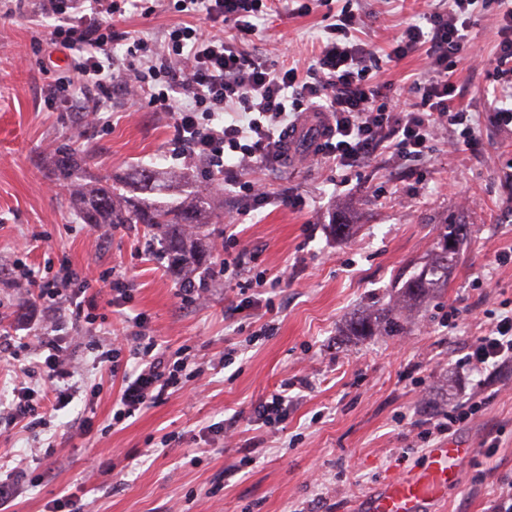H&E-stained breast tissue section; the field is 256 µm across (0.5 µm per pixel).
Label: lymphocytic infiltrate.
Wrapping results in <instances>:
<instances>
[{"instance_id":"lymphocytic-infiltrate-1","label":"lymphocytic infiltrate","mask_w":512,"mask_h":512,"mask_svg":"<svg viewBox=\"0 0 512 512\" xmlns=\"http://www.w3.org/2000/svg\"><path fill=\"white\" fill-rule=\"evenodd\" d=\"M477 2L451 0L448 10L423 13L420 22L395 32L388 61L397 63L418 51L426 60L424 74L412 79L409 98L400 103L394 101L390 85L371 82L367 63L374 58L372 48L355 39L360 20L347 11L327 25V38L302 77L293 67L269 69L237 43L254 33L253 21L267 13V0H176L177 12L203 15L215 27L232 26L237 39L177 25L169 30L163 49L134 41L132 47L142 52L144 65L127 73L105 67L101 57L110 53L118 37L115 21L126 14L131 0H42L41 9L53 23L38 44L63 53L69 61L54 81L47 106L71 104L75 87L98 112L115 92L145 93L154 111L171 116L179 153L203 160L208 171L223 174L225 185L259 207L268 203V195L256 181L239 180L234 167L263 164L282 145L280 127L310 105L329 113V135L320 150L343 167L358 166L381 150L398 161L423 162L443 128L453 130L457 143L471 144L477 127L471 112L458 103L454 67L458 55L471 45L470 20ZM497 4L499 41L492 77L497 84L512 86V0ZM21 282L37 288L52 321L51 333L42 342L45 359L29 360L19 376H44L45 394L64 402L76 390L81 370L61 336L66 328L61 301L71 289L84 292L96 284L109 289L117 303L128 299L130 284L121 277L95 281L68 265L41 278L24 269ZM133 341L141 371L133 393L113 415L117 421L129 417L147 398L175 387L185 365L181 353L161 351L149 332H140ZM466 358L478 369L512 362V313L494 316L485 334L468 346Z\"/></svg>"}]
</instances>
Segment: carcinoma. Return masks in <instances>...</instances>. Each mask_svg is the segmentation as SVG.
<instances>
[{
    "label": "carcinoma",
    "instance_id": "cac0c4a2",
    "mask_svg": "<svg viewBox=\"0 0 512 512\" xmlns=\"http://www.w3.org/2000/svg\"><path fill=\"white\" fill-rule=\"evenodd\" d=\"M89 155L70 149L61 151L58 160L59 176L66 181L78 179L79 169ZM156 171L140 168L130 176V183L141 190L154 191ZM80 219L86 224H145L153 235L163 241L162 254L181 268H194L212 253V242L203 231L205 202L188 195L178 204H172L151 195L128 197L114 185H97L82 189L76 195ZM463 229L458 224L448 225V233L438 243L432 261L419 273L408 278L401 287L402 303L387 306L376 314H361L351 322V329L359 336H370L377 330L389 336H398L405 330V309L431 287L448 278L449 265L457 262Z\"/></svg>",
    "mask_w": 512,
    "mask_h": 512
}]
</instances>
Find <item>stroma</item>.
I'll use <instances>...</instances> for the list:
<instances>
[{
  "label": "stroma",
  "instance_id": "stroma-1",
  "mask_svg": "<svg viewBox=\"0 0 512 512\" xmlns=\"http://www.w3.org/2000/svg\"><path fill=\"white\" fill-rule=\"evenodd\" d=\"M0 0V341L24 336L38 349L46 333L44 305L12 282L11 266L55 274L69 261L90 276L114 274L131 285V298H99L87 341L105 332L133 334L143 314L156 340L184 350L188 366L180 390L147 402L132 417L113 414L137 376L138 361L123 351L117 369L78 354L82 388L64 408L26 430L0 425V456H20L21 469L0 473L15 493L0 512H354L388 478L421 466L429 449L419 434L427 419L483 402L443 442L470 445L459 486L433 512H488L512 482V363L481 372L464 360L484 332L487 310L512 307V262L493 261L512 246V132L491 122L493 96L486 71L471 53L455 65L465 88L462 105L480 128L472 146L442 132L427 164L397 162L382 152L347 168L301 144L291 154L239 171L266 184L269 204L254 207L234 189L222 190L197 161L174 159L170 117L147 97L113 95L95 127L74 110L45 105L63 55L34 52L51 23L39 0L6 14ZM448 0H274L243 49L272 69L306 73L325 35L328 13L349 8L364 21L358 31L380 66L370 76L404 94L425 70L423 53L385 63L388 37ZM198 25L158 0L143 16L118 22L127 38L112 47L115 68L137 67L129 42L163 44L171 26ZM87 151V183L127 176L136 167L178 174L166 192L180 200L200 193L213 214L206 230L225 252H213L194 272L204 288L184 301L181 274L150 246L143 224L105 230L83 223L57 172L60 148ZM300 198V207L290 199ZM350 227L348 238L336 225ZM463 224V257L448 281L410 306L399 336H353V314L398 300L402 283L418 272L448 225ZM236 241H229V234ZM246 250L255 271L280 277L276 286L240 294L224 276L225 254ZM456 320H448L449 311ZM230 366L219 367L224 355ZM308 377L309 387L296 381ZM291 384L295 398L283 419L264 425L256 410ZM90 418L89 436L75 423ZM495 449H487L488 441Z\"/></svg>",
  "mask_w": 512,
  "mask_h": 512
}]
</instances>
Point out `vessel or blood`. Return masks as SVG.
I'll return each mask as SVG.
<instances>
[{
  "label": "vessel or blood",
  "instance_id": "b4317fda",
  "mask_svg": "<svg viewBox=\"0 0 512 512\" xmlns=\"http://www.w3.org/2000/svg\"><path fill=\"white\" fill-rule=\"evenodd\" d=\"M471 454V449L445 445L429 449L427 467L386 481L371 497L368 512H431L448 487L459 482L454 460Z\"/></svg>",
  "mask_w": 512,
  "mask_h": 512
}]
</instances>
